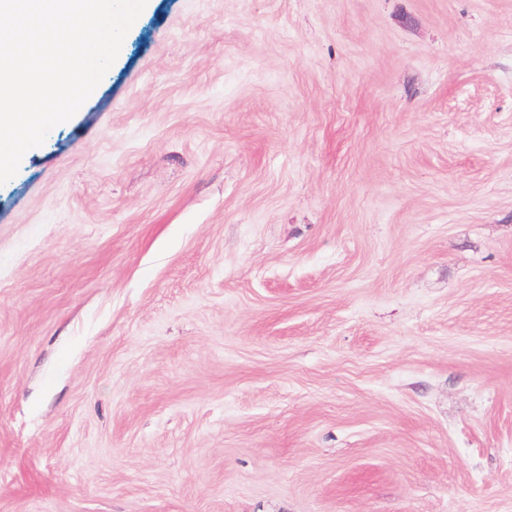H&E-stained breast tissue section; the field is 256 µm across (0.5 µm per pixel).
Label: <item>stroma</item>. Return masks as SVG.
<instances>
[{"mask_svg":"<svg viewBox=\"0 0 512 512\" xmlns=\"http://www.w3.org/2000/svg\"><path fill=\"white\" fill-rule=\"evenodd\" d=\"M0 512H512V0H150L0 185Z\"/></svg>","mask_w":512,"mask_h":512,"instance_id":"1","label":"stroma"}]
</instances>
